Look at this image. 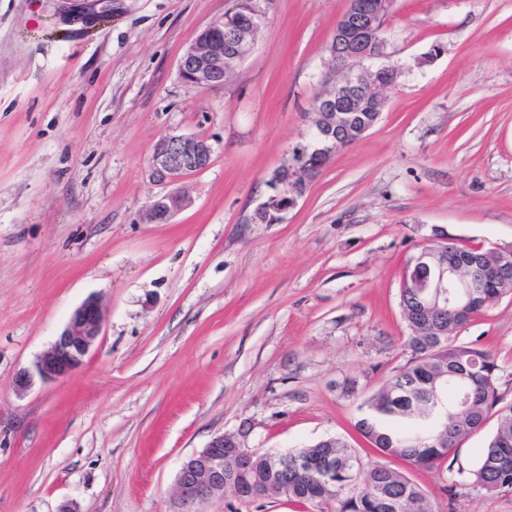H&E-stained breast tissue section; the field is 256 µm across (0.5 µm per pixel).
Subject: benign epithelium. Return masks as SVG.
<instances>
[{"instance_id": "1", "label": "benign epithelium", "mask_w": 512, "mask_h": 512, "mask_svg": "<svg viewBox=\"0 0 512 512\" xmlns=\"http://www.w3.org/2000/svg\"><path fill=\"white\" fill-rule=\"evenodd\" d=\"M382 11L376 9L369 14L362 12L359 0H349L347 15L343 23L334 30L336 44L345 48L344 54L354 59L342 78H336L335 60L325 63L324 80L334 88L333 95L326 99L322 111L316 113L314 127L318 135L324 137L321 147L314 151L301 149L299 159L290 163L301 175L309 172L308 157L314 153L332 156L349 141L354 133L346 115L345 106L368 96L367 88L373 81L375 71L365 62L388 58L386 44L381 42L377 50L370 52L364 48L365 39L374 34ZM264 14L251 6L250 22H234L227 27V39L231 50L212 44L211 39L199 38L183 52L178 71L181 79L193 86L207 87L219 79H224V71L234 69L242 50L251 42L255 31L260 27ZM212 146L207 139L194 135H166L157 144L152 158L156 176L174 180L188 170H201L211 159ZM297 194L278 195L263 203L260 212L265 222L275 223L281 214L293 207ZM189 199L175 192L161 197L146 209L144 218L149 222H166L183 210ZM401 287L417 290L423 306L439 307L453 298L464 304L477 284L462 274V267L448 259V239L436 238L425 242L413 257L406 261L402 272ZM104 311L94 297L87 298L72 313L63 330L51 347L33 364L22 370L16 378L20 392L30 388L35 379L55 381L74 374L83 365L85 356L102 336ZM234 453L232 477L224 475V449ZM253 451L241 448L233 436L214 437L200 451L189 455L182 463L176 477V510L174 512H198L200 507L226 493L236 498L241 495L236 486V478L243 475L251 465Z\"/></svg>"}]
</instances>
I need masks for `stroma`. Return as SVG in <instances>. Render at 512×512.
<instances>
[{
	"label": "stroma",
	"mask_w": 512,
	"mask_h": 512,
	"mask_svg": "<svg viewBox=\"0 0 512 512\" xmlns=\"http://www.w3.org/2000/svg\"><path fill=\"white\" fill-rule=\"evenodd\" d=\"M229 6L0 0V512H172L182 461L222 434L270 452L340 437L377 459L354 424L411 355L406 260L439 235L512 246V0H394L380 119L274 224L253 214L313 133L348 0H265L224 85L183 83L182 53ZM172 134L213 149L175 183L152 171ZM176 189L189 205L145 221ZM91 296L105 325L84 366L17 394ZM457 340L494 355L512 403V296ZM494 428L430 470L385 463L434 512H512V493L467 485ZM201 512L322 508L228 495Z\"/></svg>",
	"instance_id": "obj_1"
}]
</instances>
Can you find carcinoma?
<instances>
[{"label": "carcinoma", "mask_w": 512, "mask_h": 512, "mask_svg": "<svg viewBox=\"0 0 512 512\" xmlns=\"http://www.w3.org/2000/svg\"><path fill=\"white\" fill-rule=\"evenodd\" d=\"M380 90L348 109L351 126L371 125L382 111ZM461 260L479 259L470 271L479 276L466 316L449 306L438 312L422 310L421 302L400 289V299L411 336V358L383 386L364 400L355 427L386 457L408 460L432 469L448 459L456 444L478 432L494 416L496 428L481 448L471 486L488 493L512 492V403L501 404L497 391L499 365L487 350L455 343L458 332L476 314L512 294V269L494 268L496 253L452 246ZM315 464L311 471L288 468L272 473L270 458H251L239 491L274 484V493L297 504L315 501L333 506V512H433L424 492L403 474L378 462H364L342 438L318 441L297 451Z\"/></svg>", "instance_id": "1"}]
</instances>
